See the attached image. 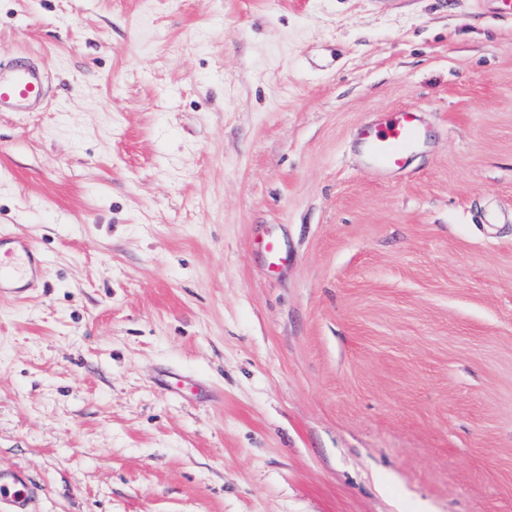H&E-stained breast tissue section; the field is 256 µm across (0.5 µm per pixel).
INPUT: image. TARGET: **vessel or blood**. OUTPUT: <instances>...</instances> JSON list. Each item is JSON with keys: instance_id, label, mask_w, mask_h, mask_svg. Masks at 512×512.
Returning a JSON list of instances; mask_svg holds the SVG:
<instances>
[{"instance_id": "vessel-or-blood-1", "label": "vessel or blood", "mask_w": 512, "mask_h": 512, "mask_svg": "<svg viewBox=\"0 0 512 512\" xmlns=\"http://www.w3.org/2000/svg\"><path fill=\"white\" fill-rule=\"evenodd\" d=\"M44 73L30 64H17L0 71V112H28L42 104ZM357 136L361 150L375 173L404 169L421 147L423 128L418 109L387 112L376 123L365 124ZM42 258L26 238H0V297L24 296L37 280ZM7 512H31V492L22 473L0 475V505Z\"/></svg>"}]
</instances>
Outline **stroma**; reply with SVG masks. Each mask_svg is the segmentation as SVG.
<instances>
[{
  "mask_svg": "<svg viewBox=\"0 0 512 512\" xmlns=\"http://www.w3.org/2000/svg\"><path fill=\"white\" fill-rule=\"evenodd\" d=\"M0 473L33 512H512V17L0 0ZM422 110L406 172L353 137ZM277 237L285 259L264 249ZM44 73L30 64H15L0 71V112H29L42 104ZM42 258L26 238H0V297H22L40 275Z\"/></svg>",
  "mask_w": 512,
  "mask_h": 512,
  "instance_id": "obj_1",
  "label": "stroma"
}]
</instances>
